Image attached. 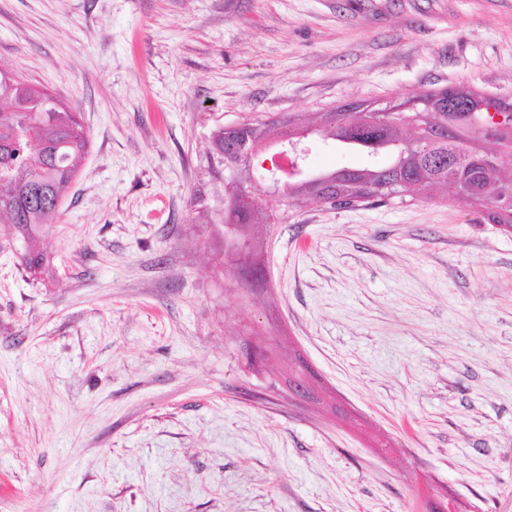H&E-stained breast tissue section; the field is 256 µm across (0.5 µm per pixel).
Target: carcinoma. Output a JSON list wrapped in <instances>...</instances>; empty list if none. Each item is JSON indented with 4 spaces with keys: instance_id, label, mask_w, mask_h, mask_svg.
<instances>
[{
    "instance_id": "carcinoma-1",
    "label": "carcinoma",
    "mask_w": 512,
    "mask_h": 512,
    "mask_svg": "<svg viewBox=\"0 0 512 512\" xmlns=\"http://www.w3.org/2000/svg\"><path fill=\"white\" fill-rule=\"evenodd\" d=\"M463 90L448 87L427 98L439 106L432 113L433 124L449 123L457 127L454 135L432 127L411 128L400 136L405 118L393 105L382 109L374 124L357 126L342 112H326L321 117V133L336 146L353 148L369 156L384 152L389 161L383 166L341 168L322 173L332 184L334 195L344 200L356 196L362 185L379 188L377 196H401L438 187L450 197L466 195V199H482L494 203L502 197L503 182L512 183V171L499 167L495 174L479 185V193L459 192L454 180L456 157L472 153L479 147L482 129L480 117L488 108L501 104L494 98L469 95L477 102V110L448 112L437 95H459ZM53 96L36 90L23 81L0 72V225L22 245V265L34 275L47 271V258L39 242L55 222L59 203L76 176L77 159L84 153L88 138L76 113L57 102L46 111L44 102ZM37 129L32 147L16 148L18 137L29 127ZM213 144L224 151V157L238 166L246 164L239 158L236 142L224 143L213 137Z\"/></svg>"
}]
</instances>
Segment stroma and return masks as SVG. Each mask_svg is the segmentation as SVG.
I'll list each match as a JSON object with an SVG mask.
<instances>
[{
    "label": "stroma",
    "mask_w": 512,
    "mask_h": 512,
    "mask_svg": "<svg viewBox=\"0 0 512 512\" xmlns=\"http://www.w3.org/2000/svg\"><path fill=\"white\" fill-rule=\"evenodd\" d=\"M0 68L88 146L24 270L0 231V512H512V231L427 189L273 195L213 135L459 87L512 103V0H0ZM224 207L243 208L252 203L249 193L238 188V176L234 168L224 167Z\"/></svg>",
    "instance_id": "35a3bbf8"
}]
</instances>
